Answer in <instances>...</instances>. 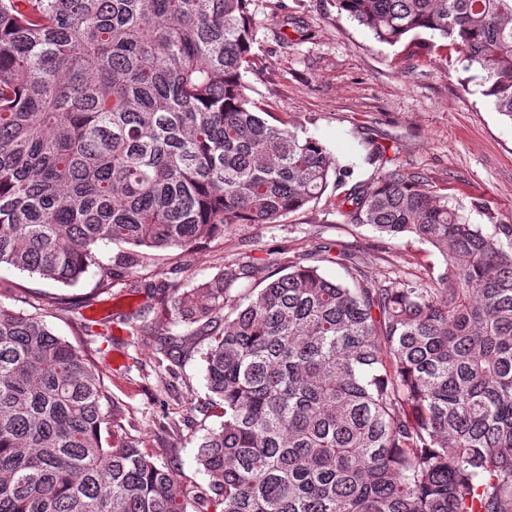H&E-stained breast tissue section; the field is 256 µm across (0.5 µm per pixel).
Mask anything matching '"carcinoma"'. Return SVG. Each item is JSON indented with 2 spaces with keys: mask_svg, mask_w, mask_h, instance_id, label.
Wrapping results in <instances>:
<instances>
[{
  "mask_svg": "<svg viewBox=\"0 0 512 512\" xmlns=\"http://www.w3.org/2000/svg\"><path fill=\"white\" fill-rule=\"evenodd\" d=\"M395 45L457 53L512 120V0H337ZM252 0H0V266L112 288L171 248L276 224L343 189L340 213L434 247L428 286L279 266L243 298L245 255L162 293L197 340L223 421L198 446L220 512H512V251L426 178L351 170L269 120L245 81ZM122 249L105 264L102 245ZM94 360L41 316L0 305V512H187L176 464L111 431Z\"/></svg>",
  "mask_w": 512,
  "mask_h": 512,
  "instance_id": "1",
  "label": "carcinoma"
}]
</instances>
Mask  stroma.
<instances>
[{
  "mask_svg": "<svg viewBox=\"0 0 512 512\" xmlns=\"http://www.w3.org/2000/svg\"><path fill=\"white\" fill-rule=\"evenodd\" d=\"M252 68L246 80L261 108L303 128L321 141L352 181L369 177L372 145L421 173L432 190L461 207L469 223L512 249L500 225H512V121L495 112L478 82L467 80L453 51H428L402 41H377L368 29L340 13L336 0H253ZM335 189L276 224H244L224 237L183 251L159 252L156 265L136 281L96 293L95 272L68 287L38 275L0 267V305L42 312L55 334L92 355L110 391L105 415L120 421L127 436L155 459L179 464L178 484L197 496L209 478L199 467L197 447L220 419L197 411L205 395L204 341H197L172 371L156 372L164 338L182 336L185 324L172 315L153 318L148 335H129L127 316L153 305L152 286L179 288L212 278L242 254L278 256L319 267L348 281L345 268L322 251L353 253L369 281L417 277L429 283L443 269L441 255L411 237L392 238L341 216ZM92 307H80L86 296ZM107 319L104 336L79 332L78 322Z\"/></svg>",
  "mask_w": 512,
  "mask_h": 512,
  "instance_id": "stroma-1",
  "label": "stroma"
}]
</instances>
